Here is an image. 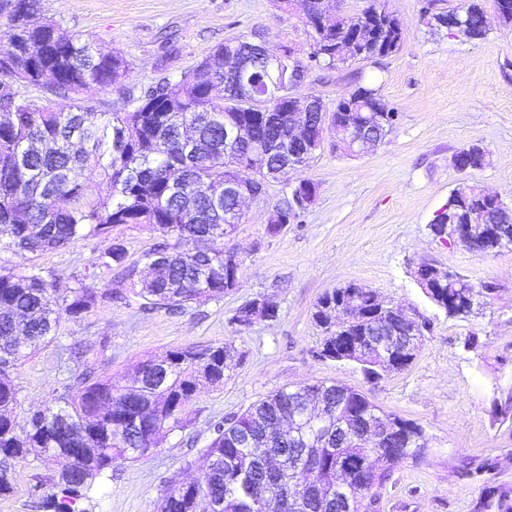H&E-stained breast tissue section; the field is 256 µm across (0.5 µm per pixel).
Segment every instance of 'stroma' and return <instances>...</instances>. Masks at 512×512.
Returning <instances> with one entry per match:
<instances>
[{
	"instance_id": "obj_1",
	"label": "stroma",
	"mask_w": 512,
	"mask_h": 512,
	"mask_svg": "<svg viewBox=\"0 0 512 512\" xmlns=\"http://www.w3.org/2000/svg\"><path fill=\"white\" fill-rule=\"evenodd\" d=\"M384 5L403 24L401 49L339 70L310 68L300 90L330 109L356 87L377 88L398 115L394 129L374 150L357 155L336 151V135L327 133L309 167L290 175L314 182L316 200L281 232L270 234L267 220L288 195L285 182L270 183L266 195L249 204L224 240L243 261L236 288L174 311H141L136 298L127 306L101 300L80 318L63 317L48 347L21 350L14 373L20 427L61 390V349L93 344L88 363L98 378L116 383L137 362L178 348L224 344L235 351L223 383L198 387L185 426L167 432L139 459L113 463L78 501V512H156L172 478L201 474L214 423L272 391L316 381L358 389L384 413L413 421L425 433L423 458L403 462L378 488L377 512H473L485 484L512 491V415L500 413L503 394L512 390V248L480 255L429 230L462 185L512 206V29L495 23L473 40L421 23L423 0ZM40 15L58 23L60 34L122 55L131 84L139 87L163 75L179 78L232 37L291 47L301 61L310 44L298 15L276 10L271 0H40ZM471 145L483 148L486 164L460 172L454 157ZM117 240L135 260L157 235L144 224H117L108 235L28 256L25 264L68 285ZM422 259L499 289L481 314L448 316L413 276ZM349 281L430 322L405 369L370 381L355 364L316 357L313 305ZM260 295L277 302V319L233 324L236 310ZM58 470L45 455L17 468L0 512H44L41 499L55 492Z\"/></svg>"
}]
</instances>
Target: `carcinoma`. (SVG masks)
<instances>
[{"label":"carcinoma","instance_id":"1","mask_svg":"<svg viewBox=\"0 0 512 512\" xmlns=\"http://www.w3.org/2000/svg\"><path fill=\"white\" fill-rule=\"evenodd\" d=\"M277 9L302 12L307 27L315 25L312 0H273ZM39 0H0L12 27L8 45L0 49V112L12 115L0 122V252L25 258L63 248L79 238H96L114 224H149L159 242L145 254L157 261L158 273L146 278L139 262L127 258L123 245L100 252L94 266L113 275L115 287L102 294L114 304H129V294L141 299L143 310L185 309L224 296V209L234 202L224 196V170L241 167L264 178L288 163L294 148L287 143L288 115L252 110L249 100L274 95L279 86L294 90L303 82L302 66L289 60L293 49H260L254 41L236 37L224 41L193 69L172 80L167 76L135 90L128 85L130 64L121 56L96 51L90 43L57 35L56 24L39 17ZM385 11L381 0L354 15H340L319 37L312 38L308 58H320L321 68L339 69L336 45L360 36L354 59L377 60L399 51L403 28L399 19H386L384 52L378 54L367 33L371 19ZM456 13L468 16L471 39L483 38L491 19L507 25L512 13L488 15L479 0ZM429 0L421 20L429 27L455 13ZM52 81L44 82L45 74ZM95 84L116 100L91 102L83 91ZM379 97L359 86L336 101L333 118L355 124ZM237 112L248 122V137L264 147V165L246 151L224 155V113ZM193 129L205 152L185 149L182 127ZM101 167L110 194L92 198L84 181L88 161ZM483 216L512 236V208L488 200L470 185L466 195L455 190L436 221L433 237L448 234L450 224H470ZM89 275L64 287L41 272L19 265H0V496L13 490L18 464L38 448L59 462L57 492L43 507L50 512H75L95 480L117 460L135 459L158 445L164 431L181 423L179 414L203 384L224 381L232 351L224 345L169 351L166 379L156 378L155 361L138 362L132 384L119 386L99 379L93 369H65L63 393L34 413L20 431L12 418L19 389L11 379L14 343L32 350L56 338L62 316L80 317L97 301ZM475 289L486 298L495 291L487 282L454 281L429 294L438 306L462 307L461 296ZM312 320L322 333L320 348L334 361L347 342L365 349L360 367L366 377L378 362L372 331L392 336L391 317L373 290L338 286L322 294ZM342 405L347 435L336 443V418L313 419L321 406L312 399ZM378 408L358 389L325 382L280 389L241 415L217 422L205 456L209 466L197 479L176 485L163 498L158 512H336V468L351 466L348 491L360 496V512H374L376 498L368 496L391 470L407 459L424 455L423 429L392 414L395 426L382 451L359 446L355 435ZM295 417L294 433L281 431ZM311 461V473L300 487L297 508L285 507L288 470L294 457ZM474 512H512V493L488 486Z\"/></svg>","mask_w":512,"mask_h":512}]
</instances>
